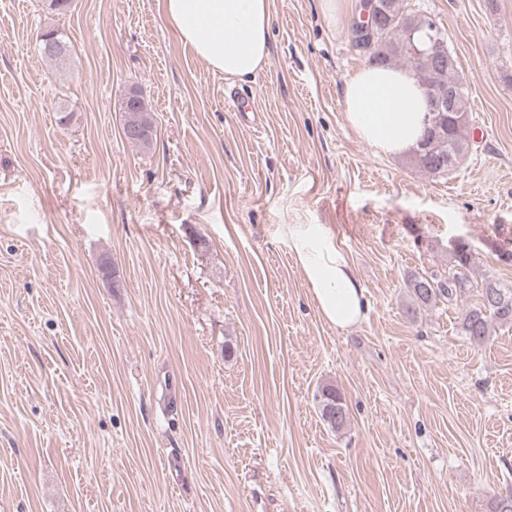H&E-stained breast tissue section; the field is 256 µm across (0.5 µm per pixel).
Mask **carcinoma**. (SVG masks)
I'll use <instances>...</instances> for the list:
<instances>
[{"instance_id":"cac0c4a2","label":"carcinoma","mask_w":512,"mask_h":512,"mask_svg":"<svg viewBox=\"0 0 512 512\" xmlns=\"http://www.w3.org/2000/svg\"><path fill=\"white\" fill-rule=\"evenodd\" d=\"M385 19L381 28L374 32L378 63L395 67H406L424 88L451 87L455 95L452 111L445 113V120L438 130L440 142L429 148L430 138L423 135L417 149L409 156L410 164L434 177H447L467 158L470 150L468 112L470 99L466 82L460 76L458 59L452 63H439L426 54L416 53L412 46L422 47L433 34L434 20L417 11L407 8L404 0H377ZM125 113L123 124L127 141L140 149L153 144L154 132L146 137L135 138L129 131L145 124L153 125L147 106L139 109L121 108ZM473 266V253L470 246L462 241L450 252L448 268L428 274H413L404 283L410 298L407 313L416 316L417 312L432 308L442 300L448 302L462 298L472 288L468 273ZM512 324V285L503 284L486 277L481 280L479 303L462 311L460 330L469 344L483 346L492 332V326ZM319 414L327 407L336 409V417L324 420L333 431L346 428L349 421L348 407L341 392L331 385L322 387L315 396ZM490 512H512V488L495 494L491 498Z\"/></svg>"}]
</instances>
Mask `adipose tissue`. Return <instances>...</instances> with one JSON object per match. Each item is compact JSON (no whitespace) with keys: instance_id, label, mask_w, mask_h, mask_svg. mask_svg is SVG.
<instances>
[{"instance_id":"ef3b65f1","label":"adipose tissue","mask_w":512,"mask_h":512,"mask_svg":"<svg viewBox=\"0 0 512 512\" xmlns=\"http://www.w3.org/2000/svg\"><path fill=\"white\" fill-rule=\"evenodd\" d=\"M164 15L197 57L225 76L255 77L268 57L269 0H163ZM425 89L408 71L365 64L344 84L345 121L359 140L384 156L409 154L428 114ZM288 248L320 316L340 329L365 317L364 288L346 252L320 225L296 224Z\"/></svg>"}]
</instances>
